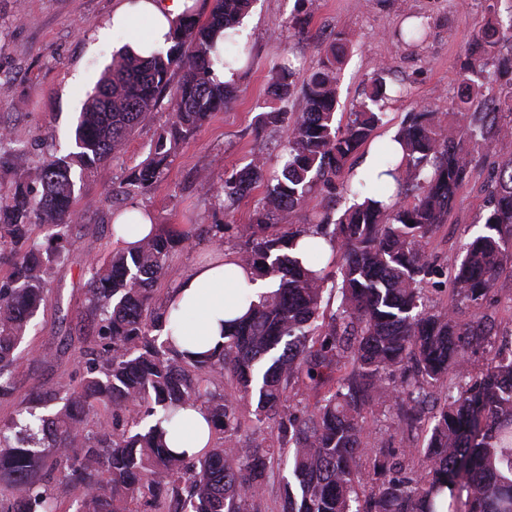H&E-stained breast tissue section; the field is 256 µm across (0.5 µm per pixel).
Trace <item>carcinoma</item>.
Here are the masks:
<instances>
[{
	"mask_svg": "<svg viewBox=\"0 0 512 512\" xmlns=\"http://www.w3.org/2000/svg\"><path fill=\"white\" fill-rule=\"evenodd\" d=\"M252 5L211 0L206 18L191 10L178 23L167 53L145 60L121 52L85 93L71 151L0 182V263L9 265L0 278L1 399L13 393L16 350L45 301L51 271L68 260L84 180L118 157L168 96V125L112 196L156 189L179 146L239 97L214 66L238 62V27ZM507 33L512 23L504 30L489 20L479 29L462 74L466 87L487 79L489 64L512 73V53L489 60ZM426 36L422 22L398 32L408 45ZM346 48L337 34L300 85L290 62L272 68L267 93L283 106L259 113L253 131L257 138L285 131L281 170H270L258 151L224 174L227 212L265 187L253 223L239 228V259L273 279L274 290L224 328L218 354L194 358L161 339L167 320L154 302L170 255L190 236H149L103 266L90 265L86 295L99 316L97 339L79 388L43 390L0 427V489L11 492L0 494V512H16L18 501L22 512H58L62 484L84 490L77 512H253L275 449L237 438L238 412L252 403L256 421L273 424L279 448L291 450L281 512H512V333L500 336L484 307L500 278L512 277V156L501 162L483 230L463 256L439 268L424 250L474 177V152L511 140L512 120L469 111V93L457 104L460 123L424 107L396 133L402 157L378 145L380 171L354 183L343 174L382 123L374 106L386 83L376 77L368 100L336 124ZM297 94L303 108L290 112L284 103ZM338 191L353 202L336 218ZM322 192L326 203L312 219L308 202ZM308 233L332 247L328 257L311 247L317 270L294 253L296 237ZM442 277L456 306L431 311L424 285ZM461 305L476 310L473 319L459 317ZM479 351L491 362L477 371ZM226 373L237 385L233 398L210 389ZM302 387L322 393L311 410L293 403ZM198 403L224 442L188 459L168 448L163 424ZM98 404L127 424L87 437L82 424ZM382 408L395 429L418 430L424 439L401 459L379 449L371 493L362 499L365 423Z\"/></svg>",
	"mask_w": 512,
	"mask_h": 512,
	"instance_id": "1",
	"label": "carcinoma"
}]
</instances>
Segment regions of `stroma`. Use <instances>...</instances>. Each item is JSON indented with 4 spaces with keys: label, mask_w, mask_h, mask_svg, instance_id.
I'll return each instance as SVG.
<instances>
[{
    "label": "stroma",
    "mask_w": 512,
    "mask_h": 512,
    "mask_svg": "<svg viewBox=\"0 0 512 512\" xmlns=\"http://www.w3.org/2000/svg\"><path fill=\"white\" fill-rule=\"evenodd\" d=\"M117 0H0V128H7L25 154L18 168L34 166L46 153L66 154L84 93L92 88L126 36L117 30L99 36ZM512 17V0H255L246 19L248 61L238 74L240 97L214 113L173 156L167 179L142 204L151 208L161 227L224 224L223 248L236 249V228L250 223L261 197L253 190L232 212L218 202L226 172L235 170L261 150L279 166L275 150L280 133L256 139L253 124L267 104L265 89L270 68L291 59L296 80L317 65L337 34L349 44L338 81L337 113L349 112L365 100L373 79L383 75L394 95L381 101L384 114L378 135L397 130L410 113L429 107L447 115L453 101L465 93L460 64L490 13ZM419 15L428 36L417 47L400 44L394 33L407 14ZM308 15L304 33L289 23ZM170 105L161 102L149 123L139 128L119 159L92 174L75 207L81 223L72 225L70 258L53 269L46 304L36 317L37 327L18 349L13 369L14 393L0 401V424L8 421L34 387L50 389L62 382L78 386L85 367V349L97 334V319L86 301L87 266L104 262L112 253V188L129 167L146 158L150 145L169 120ZM512 154V141L476 153L479 176L465 184L448 221L428 241L427 255L437 264L461 254L462 245L480 230L489 211L490 176ZM209 174L210 192L199 186ZM215 243L193 240L173 253L167 274L158 284L156 301L196 262L207 259Z\"/></svg>",
    "instance_id": "1"
}]
</instances>
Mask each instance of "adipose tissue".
Returning <instances> with one entry per match:
<instances>
[{
    "label": "adipose tissue",
    "mask_w": 512,
    "mask_h": 512,
    "mask_svg": "<svg viewBox=\"0 0 512 512\" xmlns=\"http://www.w3.org/2000/svg\"><path fill=\"white\" fill-rule=\"evenodd\" d=\"M194 0H121L112 13L111 25L126 30L127 44L147 58L164 53L173 44L175 25ZM146 31H139L140 20ZM114 244L133 248L143 237L158 232L151 209L134 204L113 219ZM269 281L256 278L252 269L242 267L235 252L216 251L211 259L190 266L170 288L164 307L170 318L168 336L178 351L208 354L224 343L225 321L243 316L250 304L270 292ZM203 406L180 411L168 426L166 440L177 453L192 456L213 443L214 429Z\"/></svg>",
    "instance_id": "ef3b65f1"
}]
</instances>
